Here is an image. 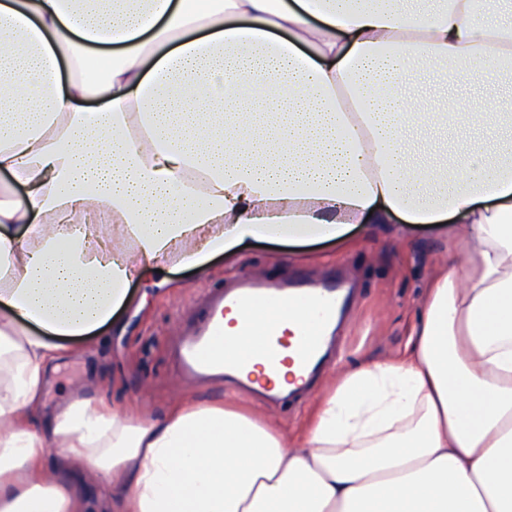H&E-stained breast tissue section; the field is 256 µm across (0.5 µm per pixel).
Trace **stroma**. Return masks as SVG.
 Wrapping results in <instances>:
<instances>
[{"label": "stroma", "mask_w": 512, "mask_h": 512, "mask_svg": "<svg viewBox=\"0 0 512 512\" xmlns=\"http://www.w3.org/2000/svg\"><path fill=\"white\" fill-rule=\"evenodd\" d=\"M420 92L431 108L438 109L456 97L471 101L493 94L506 97L512 95V87L480 81L457 84L433 75ZM350 237L353 244L348 248L259 244L231 260L214 257L203 271L175 269L170 277L179 287L166 295L151 288L152 275L144 273L130 286V304L94 336L92 346L68 343L66 357L45 387L44 417L56 416L77 397L103 395L117 410L135 409L153 418L185 396L203 401L233 397L293 432L308 412L315 389L275 403L228 382L194 384L176 375L170 350L195 319L208 289L228 287L257 273L288 284L330 279L340 285L355 284L356 295L336 337L332 360L338 366L403 350L434 259L462 251L463 245L427 230H402L395 224H359Z\"/></svg>", "instance_id": "1"}]
</instances>
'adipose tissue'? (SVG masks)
<instances>
[{
	"instance_id": "1",
	"label": "adipose tissue",
	"mask_w": 512,
	"mask_h": 512,
	"mask_svg": "<svg viewBox=\"0 0 512 512\" xmlns=\"http://www.w3.org/2000/svg\"><path fill=\"white\" fill-rule=\"evenodd\" d=\"M511 60L497 0H0V512H84L88 476L118 512H512V100L407 94L423 66ZM397 221L464 252L404 350L332 374L296 436L232 399L41 418L61 338L145 270L167 288L173 264ZM308 324L251 304L223 352Z\"/></svg>"
}]
</instances>
